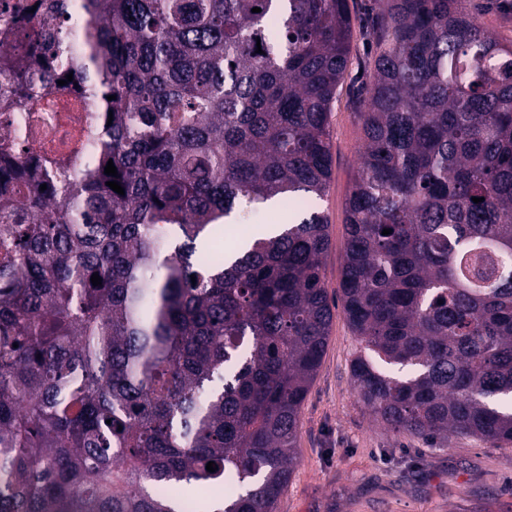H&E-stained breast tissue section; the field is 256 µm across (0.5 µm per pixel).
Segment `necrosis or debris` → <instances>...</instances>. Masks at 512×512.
<instances>
[{
  "label": "necrosis or debris",
  "mask_w": 512,
  "mask_h": 512,
  "mask_svg": "<svg viewBox=\"0 0 512 512\" xmlns=\"http://www.w3.org/2000/svg\"><path fill=\"white\" fill-rule=\"evenodd\" d=\"M103 121L73 84L37 92L35 100L0 98V167L15 179H39L45 166L73 170L94 152Z\"/></svg>",
  "instance_id": "obj_1"
}]
</instances>
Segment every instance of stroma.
<instances>
[{"label":"stroma","mask_w":512,"mask_h":512,"mask_svg":"<svg viewBox=\"0 0 512 512\" xmlns=\"http://www.w3.org/2000/svg\"><path fill=\"white\" fill-rule=\"evenodd\" d=\"M360 100L339 88L329 117L332 178L315 201L329 224L324 286L340 295L346 201L363 145ZM363 344L335 311L301 411L297 465L276 512H512V448L472 437L426 441L374 421L350 365Z\"/></svg>","instance_id":"1"}]
</instances>
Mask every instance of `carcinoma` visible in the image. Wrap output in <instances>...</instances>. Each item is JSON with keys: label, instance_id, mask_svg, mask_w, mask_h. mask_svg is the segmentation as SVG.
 <instances>
[{"label": "carcinoma", "instance_id": "1", "mask_svg": "<svg viewBox=\"0 0 512 512\" xmlns=\"http://www.w3.org/2000/svg\"><path fill=\"white\" fill-rule=\"evenodd\" d=\"M72 2L40 0L42 24L11 45L41 54L42 90ZM79 8L74 78L113 120L89 165L0 190L15 256L0 264V512H185L154 491L171 483L223 487L208 510L275 512L333 320L328 224L309 211L218 260L192 256L237 208L324 196L348 0ZM371 12L341 270L369 351L354 390L394 431L511 448L512 411L488 400L512 395V42L467 0ZM0 56L14 75L0 93L28 92Z\"/></svg>", "mask_w": 512, "mask_h": 512}]
</instances>
